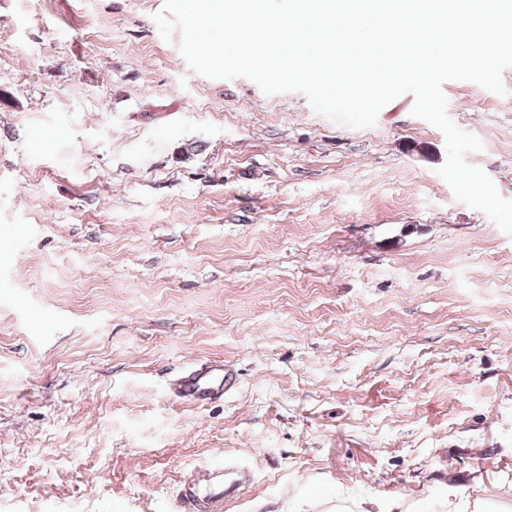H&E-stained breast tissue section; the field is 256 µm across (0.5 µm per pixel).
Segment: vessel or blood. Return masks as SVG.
I'll return each instance as SVG.
<instances>
[{
    "mask_svg": "<svg viewBox=\"0 0 512 512\" xmlns=\"http://www.w3.org/2000/svg\"><path fill=\"white\" fill-rule=\"evenodd\" d=\"M182 391L196 403L212 395L207 376L193 371L186 376ZM246 482L244 472L220 460L196 467L181 477L178 512H223L225 501L238 497Z\"/></svg>",
    "mask_w": 512,
    "mask_h": 512,
    "instance_id": "vessel-or-blood-1",
    "label": "vessel or blood"
}]
</instances>
